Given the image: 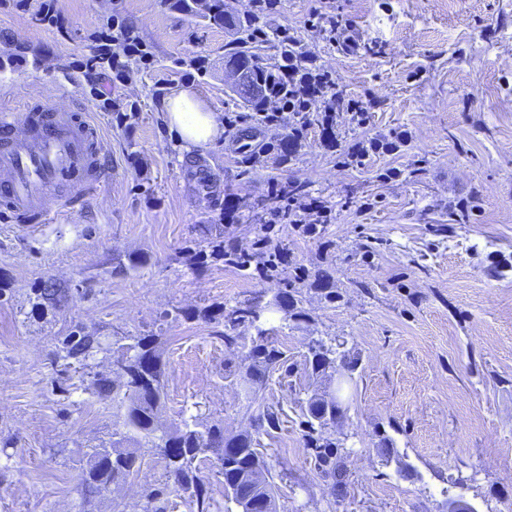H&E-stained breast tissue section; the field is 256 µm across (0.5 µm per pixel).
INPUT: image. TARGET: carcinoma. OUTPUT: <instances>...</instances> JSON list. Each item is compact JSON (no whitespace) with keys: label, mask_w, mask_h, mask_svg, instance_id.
<instances>
[{"label":"carcinoma","mask_w":512,"mask_h":512,"mask_svg":"<svg viewBox=\"0 0 512 512\" xmlns=\"http://www.w3.org/2000/svg\"><path fill=\"white\" fill-rule=\"evenodd\" d=\"M263 23L262 14L252 18L237 19L243 37L232 48L230 57L242 62L244 87L239 92L244 100L251 98L255 83L265 73L260 55L261 43L250 37L251 31ZM303 278L300 273L292 274L284 285L289 287L288 317L302 318L304 313L295 305L296 281ZM254 308L251 305H237L224 309V327L234 330L252 322ZM100 349L98 337L89 333L66 336L62 340L61 352L64 357L84 361ZM124 368L121 373L122 387L125 388L124 412L120 414V428L112 433L110 446L101 445L85 453L82 465L81 486L84 494L91 498L102 496L108 486L127 480L138 472L137 463L141 450L148 448L165 463L168 476L175 489L187 494L190 502L197 505L198 512H205L207 490L197 476V463L211 459L224 476V491L236 502L247 497H262L269 500V512H277L276 501L270 483L259 487L254 484V470L268 468L256 448V440L250 435L227 436L224 429L213 425L204 426L198 422L184 423L176 430L175 439L185 454L180 459H168L161 453L158 442L162 407L165 396L164 372L160 356L155 348L153 337L134 336L132 343L125 347ZM347 362V357L336 356V349L317 340L309 348L307 364L315 375H326V370L336 365V361ZM244 375L256 385L263 381L268 368L283 365L288 361L286 351L275 345L270 332L259 330L252 339L251 347L245 355ZM306 420L302 424L308 429L312 447L316 449V461L323 470L336 477V486H345L342 470L337 461L336 443L329 439L314 437L316 428H324L336 420V409L329 405L328 394H317L307 402Z\"/></svg>","instance_id":"obj_1"}]
</instances>
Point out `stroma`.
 Segmentation results:
<instances>
[{
    "instance_id": "stroma-1",
    "label": "stroma",
    "mask_w": 512,
    "mask_h": 512,
    "mask_svg": "<svg viewBox=\"0 0 512 512\" xmlns=\"http://www.w3.org/2000/svg\"><path fill=\"white\" fill-rule=\"evenodd\" d=\"M41 0H0V104L46 99L98 122L109 184L61 224L0 221V512H143L160 491L164 512H197L162 460L103 500L80 489L88 448L109 444L121 397L99 392L129 337H156L165 371L161 429L185 422L254 431L261 407L280 426L258 435L279 512H512V0H284L276 25L294 32L335 74L337 97L361 99L365 124L337 115L336 145L310 126L292 149V114L256 127L224 84L239 33L186 12L180 0H56L60 24L40 25ZM334 13L346 51L312 23ZM124 17L154 56L85 74L96 32ZM203 60L194 70V60ZM194 90L232 118L222 144L187 153L167 133L163 100ZM258 128L250 151L237 135ZM387 139L343 167L356 142ZM306 185L329 210L313 235L260 204L271 182ZM301 268V320L271 304L289 267L241 270L208 253L250 250L260 227ZM327 273L335 299L313 285ZM65 294L35 312L37 289ZM276 328L288 365L256 398L239 376L253 329L224 341V310L245 301ZM99 336L86 364L60 356L75 328ZM339 344L355 361L346 407L322 429L336 443L348 485L305 446L302 411L328 379L305 367L310 341ZM393 444L382 455L380 439Z\"/></svg>"
}]
</instances>
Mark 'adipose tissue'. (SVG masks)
<instances>
[{"instance_id": "adipose-tissue-1", "label": "adipose tissue", "mask_w": 512, "mask_h": 512, "mask_svg": "<svg viewBox=\"0 0 512 512\" xmlns=\"http://www.w3.org/2000/svg\"><path fill=\"white\" fill-rule=\"evenodd\" d=\"M168 130L176 143L187 152L208 150L224 137V119L212 111L188 88L173 91L165 100Z\"/></svg>"}]
</instances>
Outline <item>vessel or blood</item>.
Listing matches in <instances>:
<instances>
[{"label": "vessel or blood", "mask_w": 512, "mask_h": 512, "mask_svg": "<svg viewBox=\"0 0 512 512\" xmlns=\"http://www.w3.org/2000/svg\"><path fill=\"white\" fill-rule=\"evenodd\" d=\"M100 125L46 100L0 108V217L11 224H58L107 184Z\"/></svg>", "instance_id": "b4317fda"}]
</instances>
